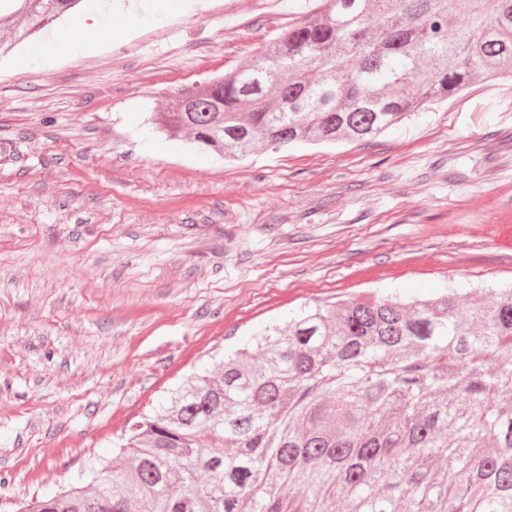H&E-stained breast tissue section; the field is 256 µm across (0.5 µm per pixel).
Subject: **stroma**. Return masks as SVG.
Wrapping results in <instances>:
<instances>
[{"instance_id":"1","label":"stroma","mask_w":512,"mask_h":512,"mask_svg":"<svg viewBox=\"0 0 512 512\" xmlns=\"http://www.w3.org/2000/svg\"><path fill=\"white\" fill-rule=\"evenodd\" d=\"M69 11L96 52L0 67V512L117 459L140 415L304 306L512 284V80L369 144L224 160L150 132L309 0Z\"/></svg>"}]
</instances>
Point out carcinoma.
Returning a JSON list of instances; mask_svg holds the SVG:
<instances>
[{
	"label": "carcinoma",
	"instance_id": "1",
	"mask_svg": "<svg viewBox=\"0 0 512 512\" xmlns=\"http://www.w3.org/2000/svg\"><path fill=\"white\" fill-rule=\"evenodd\" d=\"M82 2L0 0L18 20L0 55ZM504 75L512 0H316L149 122L237 160L365 143ZM253 342L134 422L124 464L96 461L86 485L18 512H512V286L307 307Z\"/></svg>",
	"mask_w": 512,
	"mask_h": 512
}]
</instances>
